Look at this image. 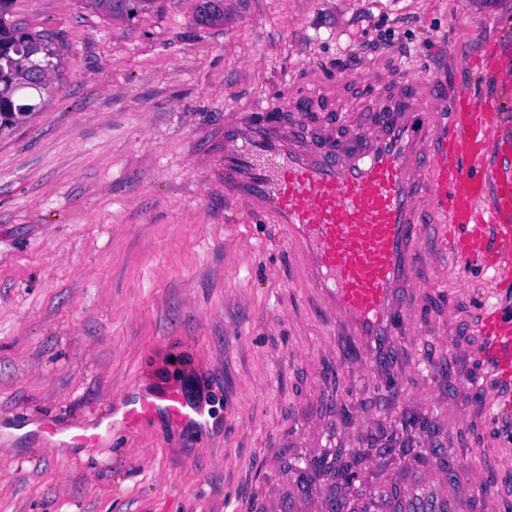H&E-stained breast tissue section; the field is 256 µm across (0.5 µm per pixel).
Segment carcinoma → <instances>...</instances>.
<instances>
[{
    "instance_id": "carcinoma-1",
    "label": "carcinoma",
    "mask_w": 512,
    "mask_h": 512,
    "mask_svg": "<svg viewBox=\"0 0 512 512\" xmlns=\"http://www.w3.org/2000/svg\"><path fill=\"white\" fill-rule=\"evenodd\" d=\"M9 0H0V129L32 111L27 104H17L13 95L23 88L46 90L51 85L55 66L48 61L50 51L39 38L18 32L5 21ZM88 5L111 15L134 12L152 0H86ZM196 17L206 23L224 18L223 0H202Z\"/></svg>"
}]
</instances>
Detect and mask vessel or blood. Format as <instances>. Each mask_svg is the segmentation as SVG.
Returning <instances> with one entry per match:
<instances>
[{"label":"vessel or blood","mask_w":512,"mask_h":512,"mask_svg":"<svg viewBox=\"0 0 512 512\" xmlns=\"http://www.w3.org/2000/svg\"><path fill=\"white\" fill-rule=\"evenodd\" d=\"M370 98L362 118L343 133L308 124L301 94L283 85L278 97L224 117V196L245 220L278 225L294 280L314 293L331 332L319 354L353 377L377 385L404 409L440 400L441 374L409 385L393 368V349L423 344L427 334L410 299L417 267L432 262L436 284L450 269L479 263L494 269L512 257V165L485 168L492 152L512 150L501 131L497 104L475 105L467 90L441 87L416 73L387 79L374 63L338 70L319 87L329 100L354 82ZM474 338L461 375L478 395L487 420L512 408L503 394L512 385V317L483 312L470 327ZM178 427L201 428L204 413L174 384L135 383L115 392L88 420L47 419L38 429L46 449L96 448L114 425L140 430L155 415ZM351 420L307 426L289 423L293 443L315 456L338 435L360 433L372 417L359 408ZM477 412L422 422L398 415L409 437L393 448L422 449L426 463L415 480L392 470L383 489H397L405 512H454L448 495V434L469 428ZM458 481L478 493V512H512V493L489 488L482 467L469 465ZM261 512H342L328 489L295 485L290 494H266Z\"/></svg>","instance_id":"vessel-or-blood-1"}]
</instances>
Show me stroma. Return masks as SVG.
Instances as JSON below:
<instances>
[{
  "instance_id": "stroma-1",
  "label": "stroma",
  "mask_w": 512,
  "mask_h": 512,
  "mask_svg": "<svg viewBox=\"0 0 512 512\" xmlns=\"http://www.w3.org/2000/svg\"><path fill=\"white\" fill-rule=\"evenodd\" d=\"M197 4L153 0L128 17L85 0L9 5L60 72L40 108L0 130V512H253L260 491L299 474L298 456L269 450L280 431L332 419L324 323L271 280L273 226L224 213L225 111L274 96L278 80L326 82L377 60L497 99L512 125V97L481 72L488 51L512 45V0H224L216 24L196 21ZM417 286L432 319L451 304L512 313V262L494 281L462 267L444 289L423 267ZM465 339L460 320L447 347L430 339L395 359L416 382L428 364L450 371ZM296 342L310 357L285 366ZM135 380L200 395L205 427L158 416L99 448L44 451L36 418L89 414ZM350 386L377 418L354 450L374 491L379 469L408 461L374 441L392 401ZM511 432L478 422L449 436L454 464L493 470L474 449Z\"/></svg>"
}]
</instances>
